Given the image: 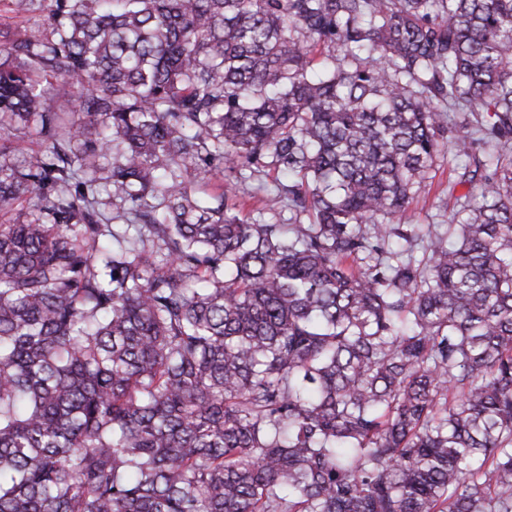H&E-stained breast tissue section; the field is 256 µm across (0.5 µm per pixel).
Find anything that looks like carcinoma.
Instances as JSON below:
<instances>
[{"label":"carcinoma","instance_id":"1","mask_svg":"<svg viewBox=\"0 0 512 512\" xmlns=\"http://www.w3.org/2000/svg\"><path fill=\"white\" fill-rule=\"evenodd\" d=\"M35 3L0 512H512V0ZM450 123L472 192L404 225Z\"/></svg>","mask_w":512,"mask_h":512}]
</instances>
